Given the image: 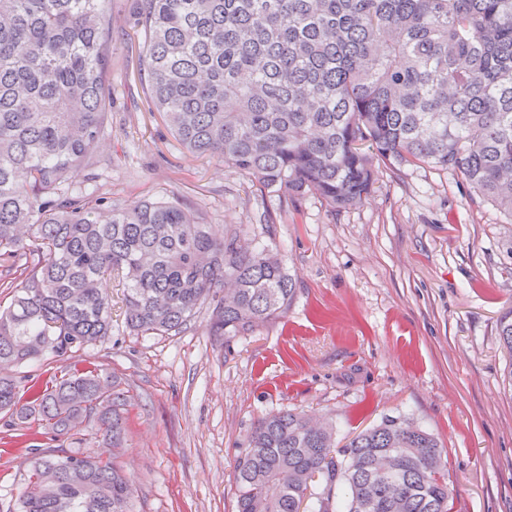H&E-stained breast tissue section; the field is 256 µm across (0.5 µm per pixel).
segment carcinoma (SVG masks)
<instances>
[{"instance_id": "cac0c4a2", "label": "carcinoma", "mask_w": 512, "mask_h": 512, "mask_svg": "<svg viewBox=\"0 0 512 512\" xmlns=\"http://www.w3.org/2000/svg\"><path fill=\"white\" fill-rule=\"evenodd\" d=\"M137 70L174 138L260 193L359 204L373 167L450 171L512 221V0H135ZM111 0H0V413L65 436L87 422L94 455L25 459L14 512H131L114 463L128 395L72 349L112 334L123 283L137 335L244 336L288 312L296 282L277 254L219 237L177 201L122 206L75 194L110 127ZM512 358V310L499 321ZM56 365L19 395L7 372ZM237 512H449L446 448L399 416L337 447L301 412L258 419L237 457ZM319 478V488L311 485Z\"/></svg>"}]
</instances>
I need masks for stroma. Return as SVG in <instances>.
Here are the masks:
<instances>
[{"label":"stroma","instance_id":"obj_1","mask_svg":"<svg viewBox=\"0 0 512 512\" xmlns=\"http://www.w3.org/2000/svg\"><path fill=\"white\" fill-rule=\"evenodd\" d=\"M112 43L111 128L74 186L113 203H183L216 233L283 258L297 293L287 315L219 344L200 313L175 336L112 334L75 352L128 392L117 461L134 512H236L234 465L262 416L334 420L338 441L403 416L447 450L451 512H512V392L499 320L512 309V221L456 174L373 170L358 205L263 195L215 159L187 152ZM96 452L89 426L49 438L0 424V512H11L30 449Z\"/></svg>","mask_w":512,"mask_h":512}]
</instances>
